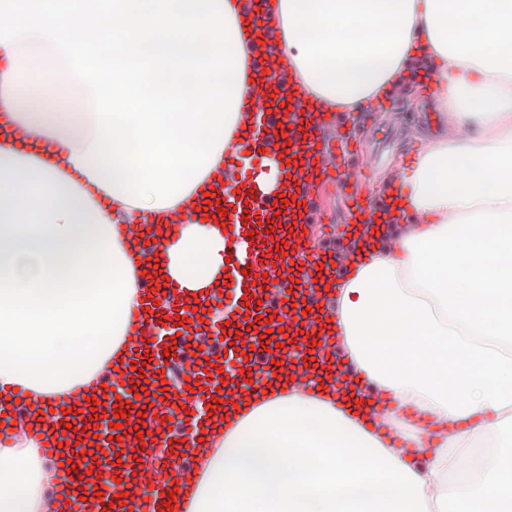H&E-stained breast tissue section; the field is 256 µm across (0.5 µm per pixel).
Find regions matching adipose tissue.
I'll use <instances>...</instances> for the list:
<instances>
[{"mask_svg": "<svg viewBox=\"0 0 512 512\" xmlns=\"http://www.w3.org/2000/svg\"><path fill=\"white\" fill-rule=\"evenodd\" d=\"M112 0L63 13L0 0V387L30 414L80 411L149 338L130 224L159 233L149 273L222 294L234 250L217 202L236 190L266 98L256 46L311 111L356 114L432 62L437 131L388 180L352 267L318 263L335 299L333 360L302 381L254 376L213 410L172 512H512V0ZM23 130L57 152L22 151ZM259 187L287 188L301 154L256 147ZM389 394L392 433L359 389ZM492 451L460 477L472 448ZM53 435L0 442V512H68Z\"/></svg>", "mask_w": 512, "mask_h": 512, "instance_id": "adipose-tissue-1", "label": "adipose tissue"}]
</instances>
